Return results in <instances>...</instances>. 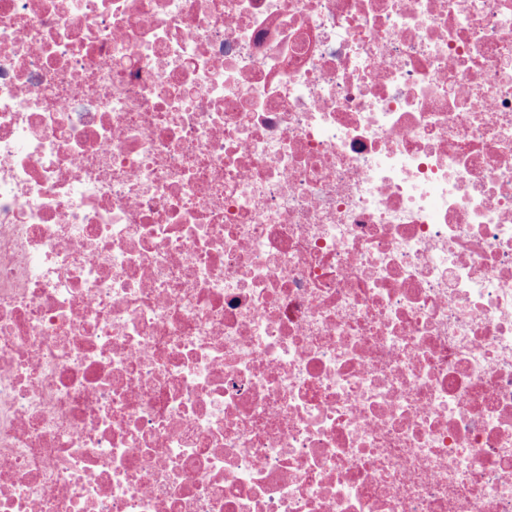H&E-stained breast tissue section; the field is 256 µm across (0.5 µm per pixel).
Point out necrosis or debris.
I'll use <instances>...</instances> for the list:
<instances>
[{"mask_svg": "<svg viewBox=\"0 0 512 512\" xmlns=\"http://www.w3.org/2000/svg\"><path fill=\"white\" fill-rule=\"evenodd\" d=\"M0 512H512V0H0Z\"/></svg>", "mask_w": 512, "mask_h": 512, "instance_id": "1", "label": "necrosis or debris"}]
</instances>
